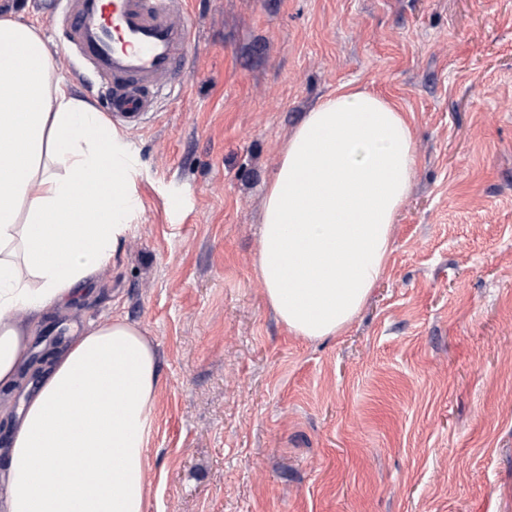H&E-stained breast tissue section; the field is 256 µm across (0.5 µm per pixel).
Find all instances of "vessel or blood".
Returning <instances> with one entry per match:
<instances>
[{
    "label": "vessel or blood",
    "mask_w": 512,
    "mask_h": 512,
    "mask_svg": "<svg viewBox=\"0 0 512 512\" xmlns=\"http://www.w3.org/2000/svg\"><path fill=\"white\" fill-rule=\"evenodd\" d=\"M59 42L91 74L113 120L140 127L159 92L189 76L185 0H53Z\"/></svg>",
    "instance_id": "b4317fda"
}]
</instances>
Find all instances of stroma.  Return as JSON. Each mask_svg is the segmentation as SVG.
Masks as SVG:
<instances>
[{
    "instance_id": "35a3bbf8",
    "label": "stroma",
    "mask_w": 512,
    "mask_h": 512,
    "mask_svg": "<svg viewBox=\"0 0 512 512\" xmlns=\"http://www.w3.org/2000/svg\"><path fill=\"white\" fill-rule=\"evenodd\" d=\"M71 90L92 97L33 0ZM186 85L124 139L139 209L21 382L115 314L157 355L146 512H512V0H187ZM353 82L419 158L385 274L338 336L291 335L255 263L288 136Z\"/></svg>"
}]
</instances>
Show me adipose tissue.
<instances>
[{"instance_id": "ef3b65f1", "label": "adipose tissue", "mask_w": 512, "mask_h": 512, "mask_svg": "<svg viewBox=\"0 0 512 512\" xmlns=\"http://www.w3.org/2000/svg\"><path fill=\"white\" fill-rule=\"evenodd\" d=\"M409 117L346 83L282 147L256 261L292 335H340L380 283L417 168ZM123 136L73 95L39 27L0 17V391L40 314L106 265L138 207ZM157 357L121 316L71 337L10 424L0 512H145ZM74 484L61 483L62 470Z\"/></svg>"}]
</instances>
